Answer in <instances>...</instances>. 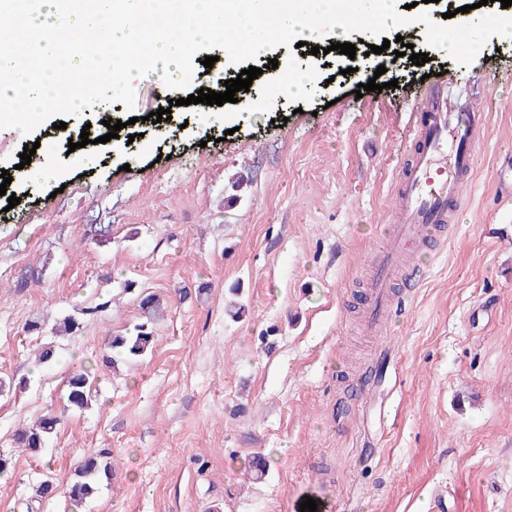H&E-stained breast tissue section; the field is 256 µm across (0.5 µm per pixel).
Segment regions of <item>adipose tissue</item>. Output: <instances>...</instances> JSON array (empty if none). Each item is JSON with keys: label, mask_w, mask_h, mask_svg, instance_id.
Segmentation results:
<instances>
[{"label": "adipose tissue", "mask_w": 512, "mask_h": 512, "mask_svg": "<svg viewBox=\"0 0 512 512\" xmlns=\"http://www.w3.org/2000/svg\"><path fill=\"white\" fill-rule=\"evenodd\" d=\"M14 0H0V126L18 127L42 119L64 102L50 90L59 64L76 67L80 56L67 53L74 34L93 25L104 33L113 53L107 58L110 90L125 86L129 73L156 80L188 81V55L195 47L223 35L226 22L247 30L244 44L230 43L227 53L247 54L273 39L310 42L327 35L348 40L352 19L387 30L407 23L397 0H93L82 9L73 0H29L20 23L10 17ZM153 13L163 38L151 37L141 18ZM35 29L37 46L23 51L21 31Z\"/></svg>", "instance_id": "ef3b65f1"}]
</instances>
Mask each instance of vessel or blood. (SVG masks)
<instances>
[{
	"label": "vessel or blood",
	"mask_w": 512,
	"mask_h": 512,
	"mask_svg": "<svg viewBox=\"0 0 512 512\" xmlns=\"http://www.w3.org/2000/svg\"><path fill=\"white\" fill-rule=\"evenodd\" d=\"M482 124V114L470 105L452 110L443 94L433 91L426 96L413 158L391 194V211L397 220L370 251L373 275L365 305L368 333L377 332L395 303L394 280L405 257L432 233L457 223L464 188L481 149Z\"/></svg>",
	"instance_id": "obj_1"
}]
</instances>
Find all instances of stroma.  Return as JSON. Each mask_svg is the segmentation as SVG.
Segmentation results:
<instances>
[{"label":"stroma","mask_w":512,"mask_h":512,"mask_svg":"<svg viewBox=\"0 0 512 512\" xmlns=\"http://www.w3.org/2000/svg\"><path fill=\"white\" fill-rule=\"evenodd\" d=\"M447 4L419 0L423 22L402 32L427 54L419 66L398 56L401 42L369 53L386 41L373 25L352 34V59L278 41L229 56L213 43L188 58L187 82L136 79L0 128L12 179L0 195V379L27 376L45 343L57 353L26 388L0 392V454L11 461L0 512H26L47 474L57 492L42 512H300L308 497L317 512H512V197L498 190L512 157V40L488 29L465 54L433 41ZM252 66L260 109L182 105ZM292 68L320 80L266 101ZM443 71L449 100L476 99L484 115L473 182L405 313L369 336L355 290L413 150L415 108ZM373 77L382 92L356 97ZM162 107L170 118L149 122ZM108 118L125 123L118 138L69 150ZM36 142L52 146L53 169L38 153L22 165ZM240 177L248 185L226 205ZM234 287L237 320L224 313ZM141 293L167 302L152 352L102 367L105 336L139 322ZM75 312L79 329L53 337L54 321ZM90 364L91 406L64 410L66 377ZM60 410L41 455L15 448L16 428ZM101 449L112 480L73 507L76 462ZM257 455L270 466L254 484L243 470Z\"/></svg>","instance_id":"1"}]
</instances>
